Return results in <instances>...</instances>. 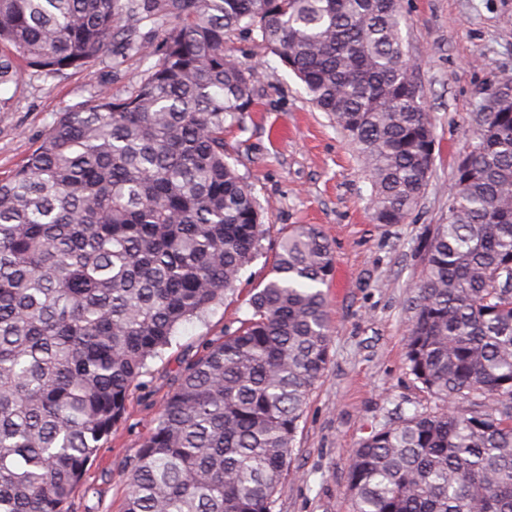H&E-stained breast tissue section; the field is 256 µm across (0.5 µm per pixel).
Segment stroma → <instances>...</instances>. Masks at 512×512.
Instances as JSON below:
<instances>
[{
    "mask_svg": "<svg viewBox=\"0 0 512 512\" xmlns=\"http://www.w3.org/2000/svg\"><path fill=\"white\" fill-rule=\"evenodd\" d=\"M406 48L418 66L436 137L429 182L403 224L374 223L371 185L348 139L310 102L302 83L259 45L233 31L232 54L255 69L256 103L224 133V149L252 187L268 232L235 288L202 316L180 324L135 385L72 498L70 512H124L126 475L172 379L187 358L250 314L249 293L267 275L276 247L298 224L318 225L334 251L323 287L331 357L312 389L274 512H351L348 470L355 448L375 430L441 403L410 375L406 337L423 248L448 215L455 159L472 136L470 116L502 73L512 74V0H401ZM151 62L128 55L45 82L23 77L0 112V176L9 175L60 112L107 86L126 97Z\"/></svg>",
    "mask_w": 512,
    "mask_h": 512,
    "instance_id": "35a3bbf8",
    "label": "stroma"
}]
</instances>
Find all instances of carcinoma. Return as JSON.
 <instances>
[{
  "mask_svg": "<svg viewBox=\"0 0 512 512\" xmlns=\"http://www.w3.org/2000/svg\"><path fill=\"white\" fill-rule=\"evenodd\" d=\"M125 16L161 40L134 38ZM402 21L400 0H0V112L24 72L156 58L127 97L103 87L60 113L0 178V512H69L148 362L260 251L261 208L224 153V124L254 101L229 32H257L332 116L373 221L406 222L436 139ZM496 86L471 116L408 329L407 368L444 408L354 450L353 512H512V75ZM333 273L318 227L281 238L250 316L173 379L125 512H273L330 361Z\"/></svg>",
  "mask_w": 512,
  "mask_h": 512,
  "instance_id": "cac0c4a2",
  "label": "carcinoma"
}]
</instances>
